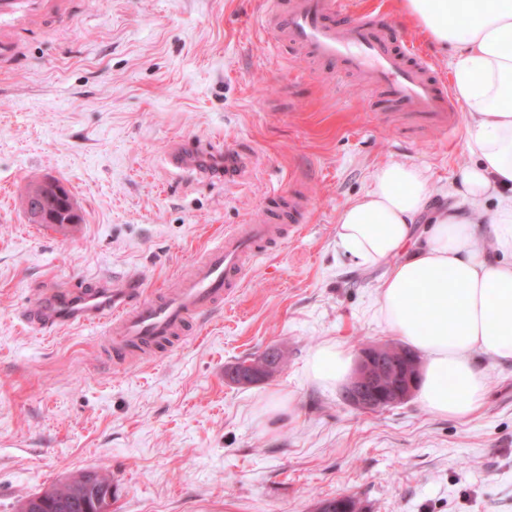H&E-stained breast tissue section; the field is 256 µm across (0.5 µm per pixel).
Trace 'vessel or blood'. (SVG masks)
Masks as SVG:
<instances>
[{
  "instance_id": "b4317fda",
  "label": "vessel or blood",
  "mask_w": 512,
  "mask_h": 512,
  "mask_svg": "<svg viewBox=\"0 0 512 512\" xmlns=\"http://www.w3.org/2000/svg\"><path fill=\"white\" fill-rule=\"evenodd\" d=\"M46 0H0V20L34 15ZM346 0H268L266 23L279 30L311 70L326 78L359 76L367 93L382 95L406 110L415 122L454 128L455 104L442 81L412 47L395 43L369 22L338 23ZM304 205L292 196L269 209L264 223L239 224L197 260L190 276L166 296H146L128 277L120 287L99 283L90 291L51 289L24 309V320L39 329L60 323L102 327L116 356L167 350L182 339L191 320L209 315L241 287L255 262L288 232L286 218Z\"/></svg>"
}]
</instances>
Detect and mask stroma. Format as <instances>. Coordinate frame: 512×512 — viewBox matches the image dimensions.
Here are the masks:
<instances>
[{
    "label": "stroma",
    "mask_w": 512,
    "mask_h": 512,
    "mask_svg": "<svg viewBox=\"0 0 512 512\" xmlns=\"http://www.w3.org/2000/svg\"><path fill=\"white\" fill-rule=\"evenodd\" d=\"M442 80L445 57L393 0H352ZM266 0H65L15 30L0 59V512L86 470L112 476V512H313L354 494L371 512H512V363L478 355L484 407L461 422L418 399L372 412L309 381V353L350 355L393 335L378 315L383 267L337 255L336 220L374 170L407 162L446 190L470 161L467 114L421 126L349 76L309 73L263 22ZM196 166L166 161L176 145ZM252 167L225 181V151ZM51 177L83 218L57 234L19 196ZM306 195L300 229L256 262L238 294L153 362L126 367L93 329L29 327L41 288L138 276L159 294L226 226L263 223ZM271 347L272 378L225 370ZM290 410L261 413L273 395Z\"/></svg>",
    "instance_id": "stroma-1"
}]
</instances>
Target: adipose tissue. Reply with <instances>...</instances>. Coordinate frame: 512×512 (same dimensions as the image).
I'll use <instances>...</instances> for the list:
<instances>
[{"label": "adipose tissue", "mask_w": 512, "mask_h": 512, "mask_svg": "<svg viewBox=\"0 0 512 512\" xmlns=\"http://www.w3.org/2000/svg\"><path fill=\"white\" fill-rule=\"evenodd\" d=\"M429 44L450 52V82L468 114L471 164L430 209L427 169L378 167L336 222V251L362 268L385 265L378 314L425 359L421 405L460 421L485 402L476 354L512 361V0H398ZM491 206L475 224L476 208ZM422 231H415L417 221ZM352 358L337 342L308 356L310 382L330 390Z\"/></svg>", "instance_id": "adipose-tissue-1"}]
</instances>
